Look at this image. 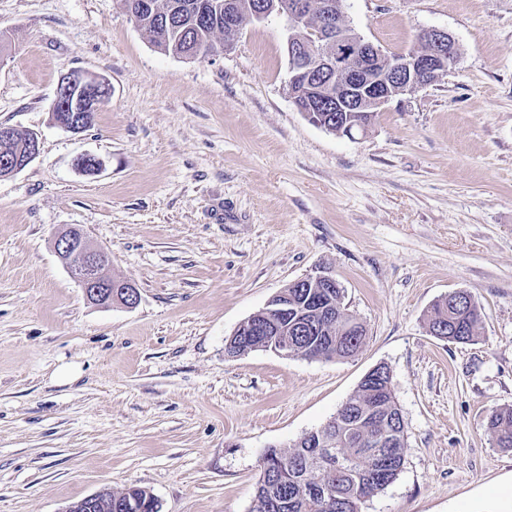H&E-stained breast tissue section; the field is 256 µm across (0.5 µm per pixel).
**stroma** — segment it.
<instances>
[{"label":"stroma","instance_id":"35a3bbf8","mask_svg":"<svg viewBox=\"0 0 512 512\" xmlns=\"http://www.w3.org/2000/svg\"><path fill=\"white\" fill-rule=\"evenodd\" d=\"M344 15L387 53L431 28L460 50L352 139L289 98L277 16L186 60L120 0H0V125L40 140L0 179V512L131 485L162 512H252L267 450L324 426L381 363L405 463L361 512H512V449L486 431L512 407V0H345ZM74 69L112 86L76 134L52 120ZM69 225L135 307L86 300L53 247ZM321 272L368 329L355 356H225L241 322ZM455 290L481 310L465 344L428 330ZM40 142L38 135L33 133L25 146L15 150L10 162L4 161V168H0V179L9 178L26 167L39 154Z\"/></svg>","mask_w":512,"mask_h":512}]
</instances>
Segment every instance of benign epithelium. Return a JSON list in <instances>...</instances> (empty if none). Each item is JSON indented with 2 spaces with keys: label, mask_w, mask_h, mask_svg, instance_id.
Wrapping results in <instances>:
<instances>
[{
  "label": "benign epithelium",
  "mask_w": 512,
  "mask_h": 512,
  "mask_svg": "<svg viewBox=\"0 0 512 512\" xmlns=\"http://www.w3.org/2000/svg\"><path fill=\"white\" fill-rule=\"evenodd\" d=\"M308 4L310 0H280L278 8L288 32V96L308 117L321 111V103L326 100L335 112L372 115L392 98L436 81L457 60L450 49L454 39L444 30H424L418 35L417 47L391 56L345 23L338 0H320L321 21L313 26L308 24ZM224 16V30L228 32L224 50L228 51L239 38L231 0L224 2ZM110 94L111 86L106 80L86 72L69 73L57 85L53 107L67 101L73 111L62 117L55 114L53 121L66 131L80 133L86 129L87 113L97 111ZM39 149V138L34 133L0 168V179L24 169L37 157ZM54 247L87 301L101 307L118 303L132 308L137 304L138 294L132 283L114 280L104 273L108 254L93 247L81 228L71 226L62 231ZM256 332L268 335L264 343L281 356H295L288 336L273 333L266 325L259 326Z\"/></svg>",
  "instance_id": "1"
}]
</instances>
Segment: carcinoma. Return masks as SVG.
Segmentation results:
<instances>
[{
  "instance_id": "obj_1",
  "label": "carcinoma",
  "mask_w": 512,
  "mask_h": 512,
  "mask_svg": "<svg viewBox=\"0 0 512 512\" xmlns=\"http://www.w3.org/2000/svg\"><path fill=\"white\" fill-rule=\"evenodd\" d=\"M135 14L137 24L153 45L164 53L193 55L205 59L224 48V0H122ZM210 6L206 24L195 26L194 5ZM344 290L325 297L332 318L320 328L298 327L307 311L317 304L313 288H284L274 300L288 303V312L273 316L276 329L288 331L301 356L308 359L354 356L367 337V329L343 305ZM480 312L470 294L436 301L428 329L446 333L447 341L468 343L477 336ZM487 430L500 448L512 449V408L493 412ZM327 434L335 443V456L322 465L314 460L323 449L313 447ZM405 425L395 400L391 378L373 376L360 382L356 392L323 426L300 438L288 450L268 449L254 495L252 512H358L360 504L383 491L401 472L404 462ZM112 508L92 512H128L136 502L143 512H161L151 493L130 486L115 493H96Z\"/></svg>"
}]
</instances>
